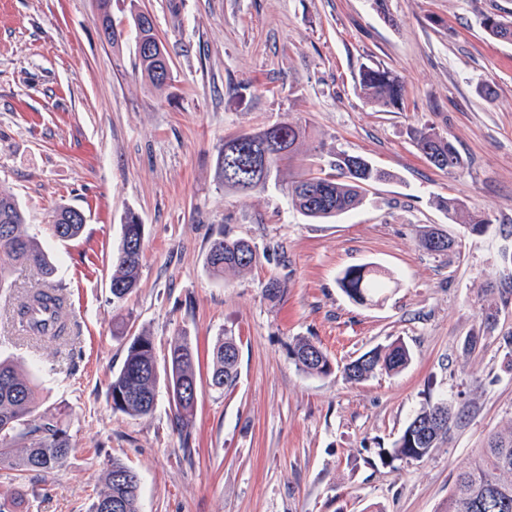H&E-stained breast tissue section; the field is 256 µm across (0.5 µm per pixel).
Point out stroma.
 Here are the masks:
<instances>
[{
    "label": "stroma",
    "mask_w": 512,
    "mask_h": 512,
    "mask_svg": "<svg viewBox=\"0 0 512 512\" xmlns=\"http://www.w3.org/2000/svg\"><path fill=\"white\" fill-rule=\"evenodd\" d=\"M149 11L170 58L162 89L136 63L131 9ZM512 22V0H112L123 30L102 38L95 0H0V187L58 265L70 294L74 344L19 338L0 299V351L23 358L39 413L67 426L74 449L22 512H86L113 459L138 474L141 512H445L453 477L488 437L512 426V43L491 38L483 15ZM403 82L399 108L368 104L365 66ZM491 85L493 100L479 89ZM283 118L310 135L260 194L224 190L217 149L226 136ZM432 127L464 160L455 174L418 153ZM390 175L355 210L328 221L297 212L288 184L326 174L337 152ZM489 214L473 235L436 198ZM86 216L62 241L54 210ZM144 226L140 282L121 305L112 259L128 213ZM435 228L458 240L449 254L420 245ZM244 238L259 260L213 277L217 234ZM375 266L393 285L358 304L339 288L352 266ZM286 287L264 294L269 279ZM498 307L493 325L482 310ZM153 338L157 362L178 337L207 356L223 336L239 344L238 378L216 391L200 379L187 431L173 421L166 382L151 414L113 411L109 384L129 341ZM477 337L475 349L464 346ZM305 337L336 366L328 376L295 365ZM393 343L409 365L362 382L342 365ZM455 417L432 455L389 453L426 403Z\"/></svg>",
    "instance_id": "1"
}]
</instances>
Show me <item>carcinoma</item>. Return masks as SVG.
I'll use <instances>...</instances> for the list:
<instances>
[{
    "instance_id": "1",
    "label": "carcinoma",
    "mask_w": 512,
    "mask_h": 512,
    "mask_svg": "<svg viewBox=\"0 0 512 512\" xmlns=\"http://www.w3.org/2000/svg\"><path fill=\"white\" fill-rule=\"evenodd\" d=\"M97 19L106 42L115 45L122 32L112 23V0H96ZM480 24L493 38L512 42V25H505L495 15H485ZM141 74L156 88L170 79L167 50L143 54L136 52ZM362 96L386 109L400 106L404 85L389 69L363 68L358 76ZM306 135L300 121L284 119L258 131L241 132L224 139L218 151L216 175L224 188L235 192L260 193L274 173L290 159ZM419 153L435 168L448 173L463 161L452 142L432 128L415 132ZM334 175L306 177L292 183L289 194L295 208L311 219H329L356 208L367 187L385 181L389 173L360 155L336 153L330 163ZM437 206L468 232H486L487 215L470 211L454 197L441 198ZM85 216L82 212L60 207L50 230L62 240L79 237ZM144 228L133 213L122 225V241L112 261L110 292L112 302L120 303L137 287ZM420 244L433 254L452 249L448 236L429 230ZM255 248L242 239L219 235L210 245L207 265L218 276L226 270H243L257 262ZM18 264L36 267L41 282L22 296H5L12 303V319L26 337L68 344L77 339L75 327L62 318L69 296L56 279L57 267L43 250L40 241L28 233L23 213L9 191L0 189V294L9 288L11 270ZM342 292L353 302L363 304L382 288L381 275L366 266L347 268L338 278ZM296 365L310 375L327 376L334 366L327 354L310 340L299 338L292 347ZM239 349L236 338L217 341L208 373L209 385L216 390L232 387L237 378ZM411 360L409 349L401 343L376 347L344 366L346 377L364 381L377 371L397 373ZM199 355L182 339L170 348L165 369L172 394L174 423L188 427L197 397L185 394L182 387L198 382L196 364ZM158 383V369L153 339L145 334L131 339L123 365L112 377L109 396L112 409L129 416H145L154 409L152 396ZM452 406L446 400L428 404L409 421L396 440L390 457L422 460L430 456L453 421ZM73 451L71 436L53 416L37 414L36 385L24 375L17 363L0 358V467L20 472L50 473L62 467ZM117 501L120 512H139L138 475L118 459L112 460L105 486L89 498L86 512H101V505ZM445 512H512V429L492 435L488 445L460 467L448 495Z\"/></svg>"
}]
</instances>
